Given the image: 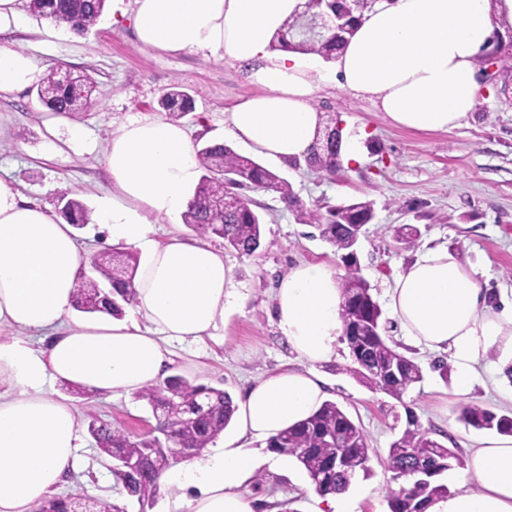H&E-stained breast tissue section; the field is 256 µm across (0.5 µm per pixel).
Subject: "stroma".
Here are the masks:
<instances>
[{"label": "stroma", "mask_w": 512, "mask_h": 512, "mask_svg": "<svg viewBox=\"0 0 512 512\" xmlns=\"http://www.w3.org/2000/svg\"><path fill=\"white\" fill-rule=\"evenodd\" d=\"M24 51L43 67H63L90 74L96 105L75 117L44 112L35 87L0 93V181L11 184L53 212L65 198L94 210L99 194L110 186L103 161L113 130L134 118H157L160 96L174 84L184 85L195 110L180 118L195 145L223 140L224 122L233 107L258 92L237 65L200 55L159 54L136 44L128 25L97 24L77 34L67 25L28 16L24 29L0 34V48ZM314 106L328 124L339 125L344 141L360 154L358 164L332 175L306 162H269L270 170L290 183L306 205H338L355 199L371 201L375 218L358 245L361 273L379 304L393 341L422 368V382L402 400L372 391L347 374L352 363L347 344L320 365L328 380V398L362 427L376 452L369 474L357 475L358 512H388L390 472L380 458L415 413L432 438L457 450L459 466L441 475L449 490L466 475L469 451L493 435L465 428L459 420L466 404L498 413L512 411V387L495 383L491 367L499 355L483 359L469 394L456 391V369L448 355L409 346L388 311L387 293L398 274L427 249L445 247L466 268L475 270L483 288L497 295L512 291V68H499L492 81L481 83L478 104L463 124L450 131H415L395 126L371 102L332 85L320 86ZM250 197L264 218L259 249L251 256L225 250L233 265L240 303L224 316V329L198 343L172 342L167 374H182L197 383L240 397L262 376L293 362L273 316L272 293L277 279L299 263H325L340 269L333 248L315 237L314 227L298 223L278 193L253 189ZM419 230L413 245L395 238L399 225ZM447 363L446 373L436 366ZM51 390L68 397L81 424L103 419L128 434L147 432L157 421L135 394L98 396L68 392L61 381ZM79 460L58 490L59 495L108 499L126 512H141L112 474V461L80 432ZM262 483L243 487L242 495L258 512H309L318 496L296 460L287 469L271 464L259 469Z\"/></svg>", "instance_id": "1"}]
</instances>
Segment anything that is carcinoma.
<instances>
[{
	"label": "carcinoma",
	"mask_w": 512,
	"mask_h": 512,
	"mask_svg": "<svg viewBox=\"0 0 512 512\" xmlns=\"http://www.w3.org/2000/svg\"><path fill=\"white\" fill-rule=\"evenodd\" d=\"M104 6L105 0H33L29 11L84 31L97 24ZM371 6L372 3L362 0H308L306 11L309 13L327 9L347 11L351 16L348 29L315 35L307 32L303 21L295 17L275 34L271 49H288L333 60L343 51L361 14ZM80 79L86 91L84 97L76 96L72 88L61 81L58 70L51 68L37 85L38 100L56 114L85 112L93 104L94 79L87 74ZM158 105L162 111L179 117L192 110V98L176 84L163 93ZM335 133L336 129L325 126L316 134L307 157L310 166L327 174L335 173L340 167V145L326 138ZM196 156L201 178L184 213V223L200 239L221 238L225 247L251 256L260 247L263 223L253 209V200L241 190L253 186L280 194L283 202L296 209L299 223L314 226L319 237L340 253L344 265V274L339 278L343 299L341 321L352 357V365L345 371L355 375L366 387L402 400L410 386L422 381V369L384 335L383 311L370 283L360 274L358 257L346 232L348 224L371 223L374 219L372 202L307 208L296 198L287 181L255 159L224 144L207 145L196 150ZM219 196L234 200V204L222 211L212 208L211 201ZM63 211L75 224L88 220L87 208L76 199L67 200ZM138 265L137 255L130 250L114 247L110 252H100L93 263L98 278L79 284L73 307L82 313L122 317L123 304L131 303L135 294ZM102 281L112 285V295L120 297L121 301L111 302L100 293ZM354 326L362 327L364 332L360 352L352 347L350 330ZM137 398L145 401L152 412L164 417L163 429L171 444L194 450L197 459L224 432L236 412L227 392L197 384L179 374L138 391ZM459 420L467 428L512 436V415H499L469 404L461 408ZM88 431L107 457L111 450L118 449L128 457L147 459L156 456L157 449L165 447L156 437H134L102 420L91 421ZM267 447L295 458L309 476L314 491L323 498L346 492L358 473L370 471L372 449L366 434L333 401L324 402L311 417L281 431L268 441ZM455 462H460L457 453L431 438L417 417L409 415L405 429L389 446L385 468L396 479L410 477L419 469L425 475L408 488L402 486L389 491V512H425L429 503L448 496V486L437 482L436 477L452 469ZM113 475L127 495L137 498L143 505L153 504L160 493V472L156 470L115 469ZM91 505L95 506V512H125L120 504L104 499H95L89 505L77 497L55 495L44 500L38 512H80Z\"/></svg>",
	"instance_id": "cac0c4a2"
}]
</instances>
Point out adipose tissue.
<instances>
[{"mask_svg":"<svg viewBox=\"0 0 512 512\" xmlns=\"http://www.w3.org/2000/svg\"><path fill=\"white\" fill-rule=\"evenodd\" d=\"M306 0H134L104 17L129 22L136 42L162 54L213 56L238 65L258 95L229 112L225 134L258 155L304 159L323 116L312 104L323 85L369 98L395 125L430 131L458 127L476 106L479 61L496 37L512 31V0H375L335 61L270 51L273 36ZM30 55L0 49V93L36 81ZM104 164L112 189L99 196L93 221L113 243L140 249L128 316L70 319L79 270L89 253L63 218L0 181V328L43 334L34 349L0 340V512H38L72 469L80 423L48 384L60 379L99 395L156 383L170 363L169 341H200L224 327L237 301L233 266L206 243H156L152 226L185 212L201 170L182 125L158 118L122 123ZM389 306L409 344L452 358L456 389L468 394L489 350L493 368L512 377V293L489 311L475 272L447 249H428L395 281ZM275 316L299 366L257 380L238 404V430L204 459L166 470L162 488L177 490L172 512H254L240 489L261 463L257 443L304 421L324 401L317 370L343 333L335 270L302 263L274 293ZM481 489L436 500L426 512H512V436L470 456Z\"/></svg>","mask_w":512,"mask_h":512,"instance_id":"obj_1","label":"adipose tissue"}]
</instances>
